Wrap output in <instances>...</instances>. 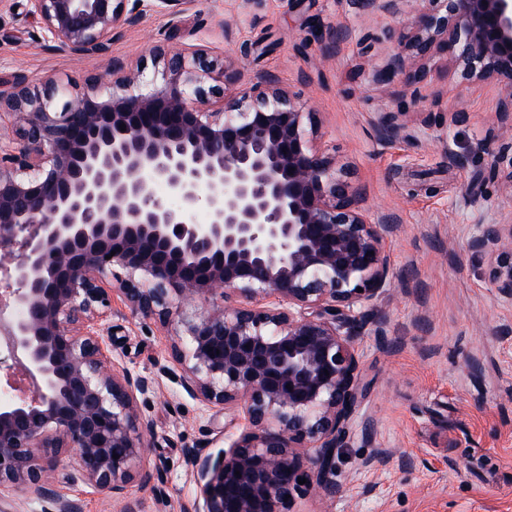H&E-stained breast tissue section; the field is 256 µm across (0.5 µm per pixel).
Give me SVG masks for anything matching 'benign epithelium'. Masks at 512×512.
<instances>
[{"mask_svg": "<svg viewBox=\"0 0 512 512\" xmlns=\"http://www.w3.org/2000/svg\"><path fill=\"white\" fill-rule=\"evenodd\" d=\"M141 2L27 0V11L43 41L81 58L108 54ZM156 2L175 19L195 0ZM403 2L357 0L392 15ZM344 37L330 22L312 34L328 53ZM440 53L464 80L502 83L496 120H512V0H430L374 82L405 73L418 104L421 61ZM156 58L146 93L130 91L138 76L118 60L78 92L50 78L33 92L0 88L16 134L0 142V378L14 384L0 397V512H14L18 490L41 512H82L56 480L61 456L66 484L120 495L148 453L139 397L152 381L108 350L116 297L144 319L180 318L181 386L243 421L216 458L186 449L196 494L184 512H293L298 498L336 494V458L367 390L355 342L386 324L392 218L369 220L336 157L314 145L315 113L274 78L245 82L226 67L208 86L203 52ZM210 96L221 111L205 109ZM400 116L384 113L380 130L404 128ZM202 205L206 224L194 220ZM468 247L496 259L492 283L511 297L512 224ZM215 297L210 311L182 310ZM141 483L162 492L160 468Z\"/></svg>", "mask_w": 512, "mask_h": 512, "instance_id": "7a95c632", "label": "benign epithelium"}]
</instances>
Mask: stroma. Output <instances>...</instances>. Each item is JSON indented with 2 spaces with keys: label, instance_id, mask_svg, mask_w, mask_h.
Here are the masks:
<instances>
[{
  "label": "stroma",
  "instance_id": "obj_1",
  "mask_svg": "<svg viewBox=\"0 0 512 512\" xmlns=\"http://www.w3.org/2000/svg\"><path fill=\"white\" fill-rule=\"evenodd\" d=\"M426 7L404 0L394 16L350 0H196L174 19L147 5L114 30L109 55L77 58L41 40L26 0H0V87L45 77L79 85L119 60L142 70L144 91L153 47H204L247 80L275 77L316 113V143L360 188L363 208L393 216V286L380 303L387 322L383 335L356 341L368 393L336 463L338 492L299 500L298 512H512V297L491 283L489 260L467 248L485 225L512 222V185L490 171L500 142L512 140L506 130L488 138L502 86L462 82L442 54L426 62L417 105L402 82L380 88L368 77ZM319 19L346 31L333 56L308 42ZM387 112L406 115L397 137L380 132ZM108 322L114 361L154 379L153 446L141 467L163 469L165 496L136 481L127 496L140 512H183L195 489L185 449L218 454L240 424L172 379L178 366L167 352L180 323L160 325L118 301ZM382 448L391 462L362 468Z\"/></svg>",
  "mask_w": 512,
  "mask_h": 512
}]
</instances>
